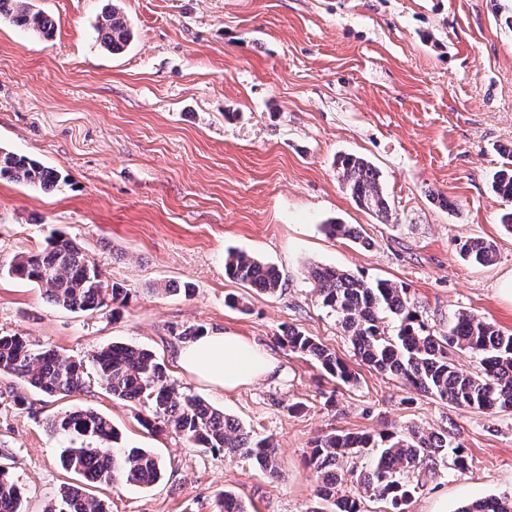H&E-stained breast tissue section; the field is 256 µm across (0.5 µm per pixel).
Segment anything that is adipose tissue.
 Returning a JSON list of instances; mask_svg holds the SVG:
<instances>
[{
    "mask_svg": "<svg viewBox=\"0 0 512 512\" xmlns=\"http://www.w3.org/2000/svg\"><path fill=\"white\" fill-rule=\"evenodd\" d=\"M185 373L218 389H234L272 377L277 363L257 344L223 330H207L178 351Z\"/></svg>",
    "mask_w": 512,
    "mask_h": 512,
    "instance_id": "adipose-tissue-1",
    "label": "adipose tissue"
}]
</instances>
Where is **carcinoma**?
<instances>
[{
    "instance_id": "cac0c4a2",
    "label": "carcinoma",
    "mask_w": 512,
    "mask_h": 512,
    "mask_svg": "<svg viewBox=\"0 0 512 512\" xmlns=\"http://www.w3.org/2000/svg\"><path fill=\"white\" fill-rule=\"evenodd\" d=\"M8 16L45 39L53 37L54 22L33 11L26 0H0V17ZM100 45L114 53L131 39L124 16L115 7L105 8L98 18ZM504 162L493 176L492 188L505 202H512V150L502 152ZM336 169L353 201L378 217H389L390 205L380 185L377 168L356 155H341ZM0 180L56 189L64 181L61 173L24 154L0 147ZM327 233L365 243L360 231L348 224H327ZM460 253L478 265L491 264L496 244L482 238L460 243ZM0 271L35 285L57 307L93 312L107 302L117 303L123 288L102 279L98 262L76 241L53 231L43 248L13 256ZM319 305L336 317L349 337L355 355L376 371L396 378L442 402L485 413L512 414V333L505 334L477 316L458 313L447 331L433 335L409 304L405 288L389 279L367 282L346 271L312 265L307 270ZM224 274L265 295L276 294L283 282L278 266L240 251L224 259ZM396 321L387 331L385 319ZM284 346L314 360L330 377L353 381L348 366L315 338L290 328ZM466 351L479 359L480 372L463 371L454 355ZM92 367L113 398L140 407L138 420L146 430L163 423L190 446L205 451L242 456L269 478L280 476L276 450L269 438H260L198 396L176 392L165 366L149 350L113 344L91 356L90 365L53 348L35 349L23 336L0 335V374L14 376L49 396H69L83 390ZM49 432L69 444L60 454L62 468L95 487L116 484L150 487L163 476L161 459L149 448L118 444V432L97 411L86 408L57 414L47 421ZM377 449L373 464L363 470L339 473V462ZM451 463L457 471H468L471 462L460 444L448 439V430L410 428L378 435L331 433L317 439L309 467L316 477V498L332 506V512H364L363 497L385 502L389 512H407L417 490L438 469ZM360 488L351 493L342 488L344 479ZM21 487L0 465V509L22 512ZM218 512H246L242 501L224 492ZM46 512H107L105 501L89 495L77 484L65 483ZM457 512H512V496L480 498Z\"/></svg>"
}]
</instances>
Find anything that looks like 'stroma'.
I'll use <instances>...</instances> for the list:
<instances>
[{"instance_id":"obj_1","label":"stroma","mask_w":512,"mask_h":512,"mask_svg":"<svg viewBox=\"0 0 512 512\" xmlns=\"http://www.w3.org/2000/svg\"><path fill=\"white\" fill-rule=\"evenodd\" d=\"M106 1L29 0L53 20L50 39L0 18V145L66 178L49 193L0 182V265L55 230L127 294L113 309L72 312L2 275L0 333L85 360L112 343L151 350L179 392L271 438L283 476L188 447L166 427L147 432L138 409L97 376L82 392L48 397L2 375L0 454L25 491L24 512H44L65 479L63 441L46 417L78 406L166 468L152 488L101 491L108 512H214L223 490L249 512H312L306 462L318 438L415 425L448 429L474 468L440 470L409 512H456L512 493V416L438 401L369 368L306 273L317 264L392 280L435 334L461 311L512 333V296L502 291L512 233L491 187L502 149H512V31L500 21L512 0H110L133 32L116 54L96 30ZM341 154L378 169L389 220L356 206L334 165ZM440 195L452 209L438 206ZM330 222L357 225L368 246L327 235ZM469 238L494 241L496 261H463ZM231 249L278 265L281 291L226 278ZM168 282L194 291L161 293ZM241 294L245 313L225 302ZM192 326L258 343L279 377L222 391L184 374L179 334ZM289 327L336 352L355 382L336 383L290 353L279 342Z\"/></svg>"}]
</instances>
